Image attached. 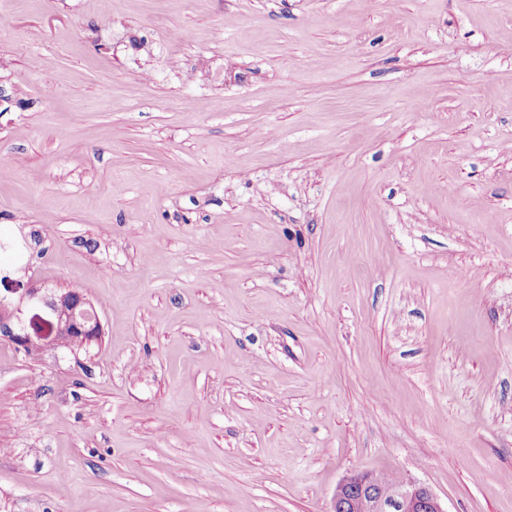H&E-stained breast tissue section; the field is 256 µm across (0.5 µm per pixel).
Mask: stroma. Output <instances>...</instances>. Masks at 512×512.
Segmentation results:
<instances>
[{"instance_id": "1", "label": "stroma", "mask_w": 512, "mask_h": 512, "mask_svg": "<svg viewBox=\"0 0 512 512\" xmlns=\"http://www.w3.org/2000/svg\"><path fill=\"white\" fill-rule=\"evenodd\" d=\"M0 238V512H512V0H0ZM0 291V339L26 357H41L48 351L68 347L79 339V348L102 336L103 328L94 305L75 288H43L6 283ZM66 349V348H65ZM373 473L354 472L336 487L331 512H446L437 496L414 480H398L382 475L377 491Z\"/></svg>"}]
</instances>
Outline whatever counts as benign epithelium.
<instances>
[{
	"label": "benign epithelium",
	"instance_id": "1",
	"mask_svg": "<svg viewBox=\"0 0 512 512\" xmlns=\"http://www.w3.org/2000/svg\"><path fill=\"white\" fill-rule=\"evenodd\" d=\"M94 305L75 288H43L6 283L0 293V339L27 357L70 346H88L102 336ZM332 512H446L437 496L414 480H398L377 490L374 474L354 472L336 487Z\"/></svg>",
	"mask_w": 512,
	"mask_h": 512
}]
</instances>
